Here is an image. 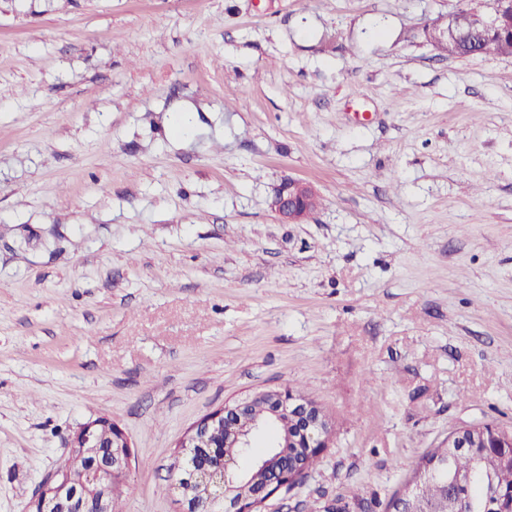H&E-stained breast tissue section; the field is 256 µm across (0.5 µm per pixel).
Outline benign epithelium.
Wrapping results in <instances>:
<instances>
[{
    "label": "benign epithelium",
    "mask_w": 512,
    "mask_h": 512,
    "mask_svg": "<svg viewBox=\"0 0 512 512\" xmlns=\"http://www.w3.org/2000/svg\"><path fill=\"white\" fill-rule=\"evenodd\" d=\"M512 31V0H491L482 13L461 11L448 19L441 37L479 39ZM319 206L315 193L303 182L290 180L275 195L272 208L284 224H302ZM261 415L278 421L282 433L268 443L278 449L256 457L266 471L263 484L239 479L240 457L264 430L253 426ZM332 427L328 417L310 399L293 390H268L215 409L196 421L180 439L184 454L200 448V456L187 466H177L175 489L188 503L186 483L195 484L207 506H220L217 512H257L284 487L300 480L308 471L303 458L327 447ZM110 439L112 454L100 461L98 448ZM448 456L425 460L412 480L404 485L393 502L394 512H427L418 493L423 479L448 473L454 487L466 485L469 477L456 472L451 463L461 453L474 455V462L485 468L491 492L484 512H512V489L501 491L494 483V470L512 468V430L500 429L494 441L482 424L458 427L441 444ZM134 461L131 442L112 419H95L75 434L71 450L59 470L44 481L36 495L35 507L41 512H109L111 483L129 474Z\"/></svg>",
    "instance_id": "7a95c632"
}]
</instances>
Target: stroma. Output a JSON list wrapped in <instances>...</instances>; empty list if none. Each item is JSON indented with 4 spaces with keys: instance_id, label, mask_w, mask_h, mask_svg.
<instances>
[{
    "instance_id": "1",
    "label": "stroma",
    "mask_w": 512,
    "mask_h": 512,
    "mask_svg": "<svg viewBox=\"0 0 512 512\" xmlns=\"http://www.w3.org/2000/svg\"><path fill=\"white\" fill-rule=\"evenodd\" d=\"M465 6L0 0V512L100 416L119 512H181L178 441L263 389L333 433L262 512H389L450 431L512 430V57L425 32ZM297 180H288L275 195L272 208L284 224H302L318 206L315 193Z\"/></svg>"
}]
</instances>
